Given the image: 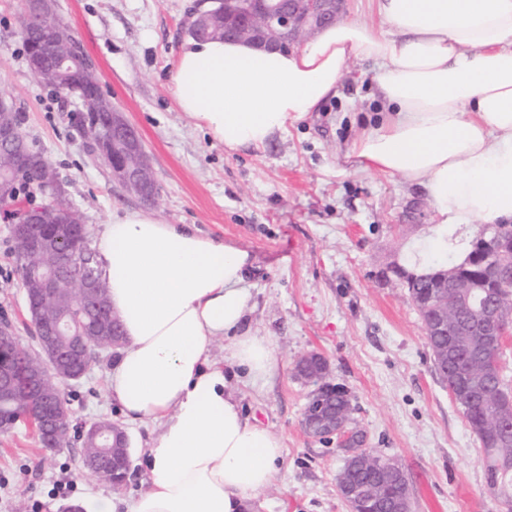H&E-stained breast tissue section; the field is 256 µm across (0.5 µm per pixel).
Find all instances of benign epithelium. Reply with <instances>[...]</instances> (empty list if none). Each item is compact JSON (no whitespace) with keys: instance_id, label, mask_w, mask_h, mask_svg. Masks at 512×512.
Returning <instances> with one entry per match:
<instances>
[{"instance_id":"obj_1","label":"benign epithelium","mask_w":512,"mask_h":512,"mask_svg":"<svg viewBox=\"0 0 512 512\" xmlns=\"http://www.w3.org/2000/svg\"><path fill=\"white\" fill-rule=\"evenodd\" d=\"M236 12L224 15V34H233L267 51L291 49L319 31L336 22L341 16L344 0H287L288 5L273 0H231ZM21 35L36 37L38 49L30 52L27 65L30 71L46 82L52 91H59L57 76L66 73L73 91L78 93L80 109L75 123L85 132L92 155L110 169L113 179L145 201L157 195L156 184L147 176L149 168L142 156V141L136 129L123 114L108 102L97 77L98 68L93 59L78 45L75 37L57 17L55 0H23ZM12 104L0 99V204L12 198V186L26 180L31 167L41 171L46 185L53 192L50 206L42 205L27 212L22 222L11 225V232L24 251L48 255L60 251L65 239L86 233L82 214L59 191L55 169L46 159L33 157L22 126L11 120ZM24 277L35 287L25 289L26 306L35 324L40 365L30 360L8 322L0 323V396L12 395L18 390V371L27 370L34 387V398L39 402L38 431L43 447L55 450L60 437L70 435L72 412L63 407L51 387V380L80 379L90 366L92 345L103 346L109 335H117V326L107 328V313L102 303H93L98 288L93 272L82 264L70 275V282L81 297L83 309H93L95 321L81 324L80 335L71 333L75 312L71 296L59 288L60 277L52 266L29 265ZM437 309L428 329L433 336H449L448 290L462 287L453 274L442 276L435 284ZM315 360L321 368L314 373L307 364ZM296 375L318 383L310 394L304 412L303 425L315 438L336 434V387L323 382L329 372L328 363L316 353L303 356L295 365ZM84 440L100 448L97 462L91 469L104 476L112 474L110 462H125L132 469L129 454L115 449L127 444L124 431L111 433L92 424L82 433Z\"/></svg>"}]
</instances>
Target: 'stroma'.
<instances>
[{"label": "stroma", "mask_w": 512, "mask_h": 512, "mask_svg": "<svg viewBox=\"0 0 512 512\" xmlns=\"http://www.w3.org/2000/svg\"><path fill=\"white\" fill-rule=\"evenodd\" d=\"M198 0H57L56 10L96 60L104 90L139 132L158 181L147 203L90 156L73 123L76 98L51 93L29 70L20 36L21 0H0V93L9 95L34 150L55 168L89 234L127 210L250 252L248 326L269 337L278 371L271 383L235 384L251 421L280 435L277 482L247 512H352L339 490L346 453L339 438L309 436L303 412L313 384L293 375L310 352L343 385L352 424L378 456L394 460L410 489L412 512H512L488 491L483 453L441 381L422 318L394 272L408 243L430 234L422 191L397 175L358 172L345 155L383 109L373 62L349 61L340 93L290 124L266 148L229 152L181 112L171 72ZM33 348L16 243L0 211V322ZM118 350H96L86 374L62 384L75 426L108 419L130 442L134 475L113 488L78 463L82 443L39 451L33 428L0 433V512H64L96 494L131 500L144 487V450L160 428L128 424L108 392ZM65 490H55V482Z\"/></svg>", "instance_id": "obj_1"}]
</instances>
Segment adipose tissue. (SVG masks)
<instances>
[{
    "label": "adipose tissue",
    "mask_w": 512,
    "mask_h": 512,
    "mask_svg": "<svg viewBox=\"0 0 512 512\" xmlns=\"http://www.w3.org/2000/svg\"><path fill=\"white\" fill-rule=\"evenodd\" d=\"M370 2L379 25L342 21L288 52L189 39L171 85L225 150H258L335 96L351 59L373 60L388 110L347 158L422 187L433 231L406 260L423 272L431 254L465 257L461 235L474 225L512 219V0ZM94 250L124 334L109 392L129 422L160 433L147 487L122 508L98 497L93 512H244L283 462L281 437L230 392L233 372L261 386L278 367L271 340L243 327L250 253L135 210L103 225ZM217 337L229 342L220 362L209 353Z\"/></svg>",
    "instance_id": "1"
}]
</instances>
